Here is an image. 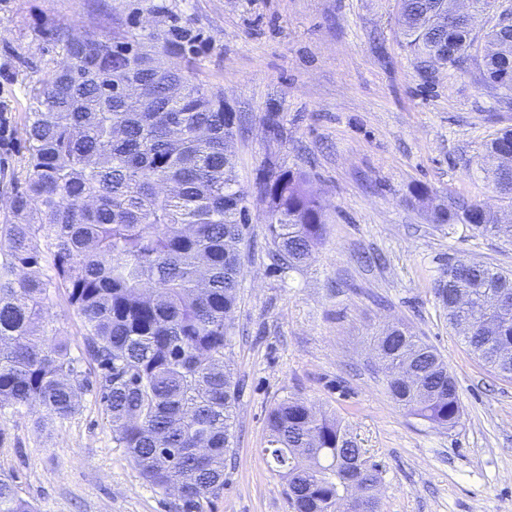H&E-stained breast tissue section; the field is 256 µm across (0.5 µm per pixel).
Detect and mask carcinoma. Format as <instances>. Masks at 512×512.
I'll use <instances>...</instances> for the list:
<instances>
[{
  "label": "carcinoma",
  "mask_w": 512,
  "mask_h": 512,
  "mask_svg": "<svg viewBox=\"0 0 512 512\" xmlns=\"http://www.w3.org/2000/svg\"><path fill=\"white\" fill-rule=\"evenodd\" d=\"M442 0H400L407 45L422 65L441 47L451 66L479 61L482 82L512 91V30L440 22ZM52 35L63 58L31 89L23 122L27 155L12 196L14 221L0 226V409L37 404L55 419L79 409L89 387L68 344L46 343L45 309L60 294L79 315L84 351L100 370L98 396L112 437L151 486L179 492L183 512H203L224 488L233 444L238 383L224 360L237 304V245L249 228L248 191L228 152L232 113L224 98L194 83L164 57L198 54L197 35L173 26L136 32L119 17L94 39ZM512 129L486 147L494 158ZM256 183L272 220L275 268L299 269L326 236L319 199L302 172L271 169ZM493 184L512 197V164ZM435 224L512 241V217L474 201L437 205ZM448 323H469L464 342L497 375L512 380V270L465 257L434 280ZM384 376L415 356L420 395L391 380L389 394L432 425L456 426L457 382L441 354L403 325L376 337ZM265 455L294 512H336L360 489V512H380L379 470L342 422L289 396L266 419ZM0 512H36L0 477Z\"/></svg>",
  "instance_id": "carcinoma-1"
}]
</instances>
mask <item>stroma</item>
<instances>
[{
  "mask_svg": "<svg viewBox=\"0 0 512 512\" xmlns=\"http://www.w3.org/2000/svg\"><path fill=\"white\" fill-rule=\"evenodd\" d=\"M135 28L187 26L201 39L192 81L222 92L229 149L249 190L239 300L225 350L240 383L224 488L204 512H292L263 450L266 418L300 396L336 414L380 476L382 512H512V381L472 358L432 290L450 258L512 270V244L465 224L432 223L413 189L435 202L511 211L494 188L486 145L512 110L476 66L425 80L398 22L399 0H0V225L12 221L10 177L21 172L23 116L62 49L53 26L83 35L99 15ZM305 172L327 233L300 270L267 254L255 183L269 166ZM46 322L77 371L82 322L57 298ZM407 325L446 359L461 405L438 429L393 401L372 354L384 325ZM0 476L39 512H181L148 485L112 438L95 390L65 420L38 406L0 411Z\"/></svg>",
  "mask_w": 512,
  "mask_h": 512,
  "instance_id": "35a3bbf8",
  "label": "stroma"
}]
</instances>
